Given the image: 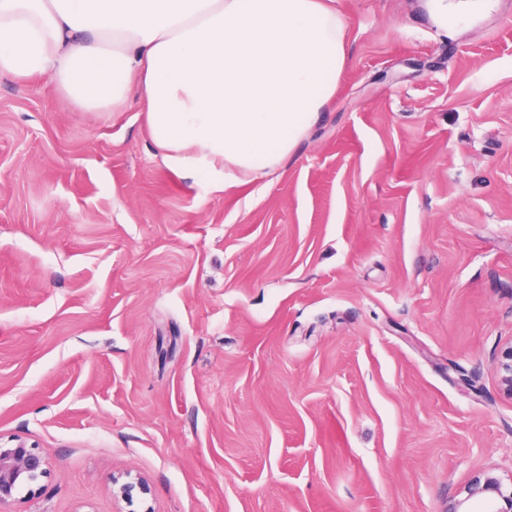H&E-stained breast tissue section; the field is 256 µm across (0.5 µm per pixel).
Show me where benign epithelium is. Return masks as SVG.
Here are the masks:
<instances>
[{
  "label": "benign epithelium",
  "mask_w": 512,
  "mask_h": 512,
  "mask_svg": "<svg viewBox=\"0 0 512 512\" xmlns=\"http://www.w3.org/2000/svg\"><path fill=\"white\" fill-rule=\"evenodd\" d=\"M496 369L503 392L512 399V344L496 358ZM48 473L46 458L36 448L18 444L0 448V512L19 502V493L31 488ZM146 481L130 471L112 477V496L130 507L128 512H156L148 498ZM465 497L448 505L447 512H463L464 503L482 501L485 512H512V482L509 484L490 471H480L464 487Z\"/></svg>",
  "instance_id": "1"
}]
</instances>
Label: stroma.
I'll list each match as a JSON object with an SVG mask.
<instances>
[{"mask_svg": "<svg viewBox=\"0 0 512 512\" xmlns=\"http://www.w3.org/2000/svg\"><path fill=\"white\" fill-rule=\"evenodd\" d=\"M347 61L263 179L170 168L137 94L0 75V446L22 512H445L512 474V0H333ZM437 26L448 32V27H455L467 21L474 13L488 8L493 0H425ZM495 364L503 392L512 399V344L501 351ZM47 473L46 458L37 448H28L24 444L0 448V511L19 512L5 509L26 497H18L21 490L28 488L27 496L31 495V487ZM148 493L146 481L138 474L127 471L118 477H112L113 498L124 502L129 507L137 503L139 510L129 509L128 512H156L147 497Z\"/></svg>", "mask_w": 512, "mask_h": 512, "instance_id": "stroma-1", "label": "stroma"}]
</instances>
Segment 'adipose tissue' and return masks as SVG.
Masks as SVG:
<instances>
[{
    "instance_id": "obj_1",
    "label": "adipose tissue",
    "mask_w": 512,
    "mask_h": 512,
    "mask_svg": "<svg viewBox=\"0 0 512 512\" xmlns=\"http://www.w3.org/2000/svg\"><path fill=\"white\" fill-rule=\"evenodd\" d=\"M492 0H427L440 29ZM346 23L324 0H0V73L105 112L137 87L166 164L270 175L333 98Z\"/></svg>"
}]
</instances>
